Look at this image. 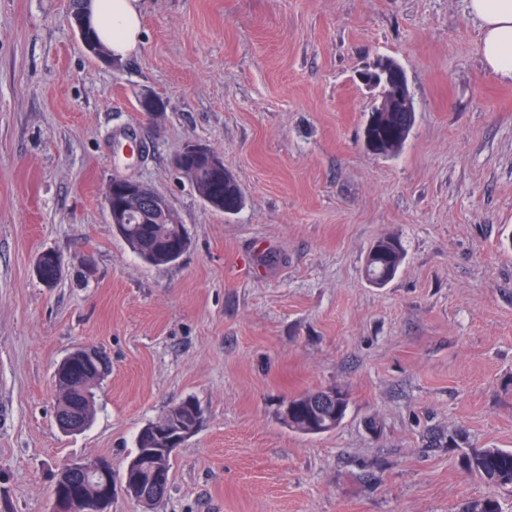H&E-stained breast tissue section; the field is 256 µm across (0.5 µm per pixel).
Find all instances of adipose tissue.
Here are the masks:
<instances>
[{
	"instance_id": "1",
	"label": "adipose tissue",
	"mask_w": 512,
	"mask_h": 512,
	"mask_svg": "<svg viewBox=\"0 0 512 512\" xmlns=\"http://www.w3.org/2000/svg\"><path fill=\"white\" fill-rule=\"evenodd\" d=\"M468 10L480 24L486 68L512 82V0H468ZM141 17L140 0H91V26L116 58L137 49Z\"/></svg>"
}]
</instances>
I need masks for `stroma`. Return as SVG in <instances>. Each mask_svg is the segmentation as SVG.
Masks as SVG:
<instances>
[{"mask_svg":"<svg viewBox=\"0 0 512 512\" xmlns=\"http://www.w3.org/2000/svg\"><path fill=\"white\" fill-rule=\"evenodd\" d=\"M142 4L138 49L110 66L71 0H0V512H52L59 469L94 458L107 512H466L490 491L465 455L512 449V83L467 0ZM382 57L415 109L394 155L363 141L380 98L361 75ZM194 141L238 180L237 214L176 170ZM117 176L168 199L176 262L117 233ZM383 237L405 256L378 286ZM80 345L112 373L70 434L54 374ZM327 389L348 395L342 421L291 429L288 401ZM187 398L202 422L142 506L122 481L135 438Z\"/></svg>","mask_w":512,"mask_h":512,"instance_id":"obj_1","label":"stroma"}]
</instances>
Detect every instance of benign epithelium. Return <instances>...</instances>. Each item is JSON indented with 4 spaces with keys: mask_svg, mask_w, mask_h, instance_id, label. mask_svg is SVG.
<instances>
[{
    "mask_svg": "<svg viewBox=\"0 0 512 512\" xmlns=\"http://www.w3.org/2000/svg\"><path fill=\"white\" fill-rule=\"evenodd\" d=\"M367 85L373 87L378 81L385 82L391 88V96L381 100L369 116L365 127V143L375 151L378 143L371 129L375 126L377 113L402 112L407 125H412L415 110L412 106L407 77L402 70L382 67L375 72L363 75ZM192 158L204 166L214 176L224 173V158L208 145L199 142L186 144L174 158V165L182 167L186 158ZM106 205L112 224H126L133 220L148 224L154 215L163 210L171 211L168 201L161 195L148 191L145 183L124 177L115 178L107 185ZM342 396L334 390L320 396L314 406L317 415L326 413L334 406L343 407ZM190 431L163 425L157 431L160 446L145 448L140 457L129 462L123 469L124 485H136L138 492L130 497L144 503L149 497H162L169 484L170 461L174 451L187 439ZM112 498V464L105 459H92L70 463L62 467V483L54 488V502L69 505V512H90Z\"/></svg>",
    "mask_w": 512,
    "mask_h": 512,
    "instance_id": "obj_1",
    "label": "benign epithelium"
}]
</instances>
